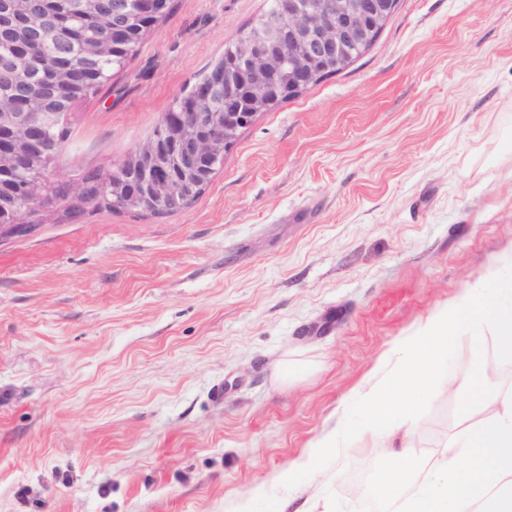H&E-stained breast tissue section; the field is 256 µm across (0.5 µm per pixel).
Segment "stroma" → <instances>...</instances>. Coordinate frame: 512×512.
I'll use <instances>...</instances> for the list:
<instances>
[{
	"label": "stroma",
	"instance_id": "35a3bbf8",
	"mask_svg": "<svg viewBox=\"0 0 512 512\" xmlns=\"http://www.w3.org/2000/svg\"><path fill=\"white\" fill-rule=\"evenodd\" d=\"M267 0H174L57 165L122 163ZM512 265V0H397L165 216L51 205L0 241V512H361L390 449L450 443L470 358L380 447L292 489L364 381Z\"/></svg>",
	"mask_w": 512,
	"mask_h": 512
}]
</instances>
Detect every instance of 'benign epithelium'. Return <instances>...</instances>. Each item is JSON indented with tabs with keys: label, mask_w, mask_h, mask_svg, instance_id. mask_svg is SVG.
Instances as JSON below:
<instances>
[{
	"label": "benign epithelium",
	"mask_w": 512,
	"mask_h": 512,
	"mask_svg": "<svg viewBox=\"0 0 512 512\" xmlns=\"http://www.w3.org/2000/svg\"><path fill=\"white\" fill-rule=\"evenodd\" d=\"M394 0H278L224 58L200 89L204 98L224 100V111L212 112L208 125L186 129L181 118L165 120L164 134H153L122 162L129 182L128 197L154 213L150 205L175 202L185 208L193 191L206 186L214 161L233 144L235 135L255 121L278 98L299 92L322 72V64L345 67L354 51L368 44L392 14ZM112 26L124 30L131 23L163 11L159 0H112L108 6ZM66 15L45 5L35 19L23 21L33 39L55 40V28ZM59 92L55 80L41 81L29 70L22 53L0 59V98L12 102L0 113V158L8 172L0 175V239L24 236L37 225L21 210L6 190L11 175L27 167L39 150L46 125L56 113L53 102ZM224 126V138L209 131Z\"/></svg>",
	"instance_id": "7a95c632"
}]
</instances>
